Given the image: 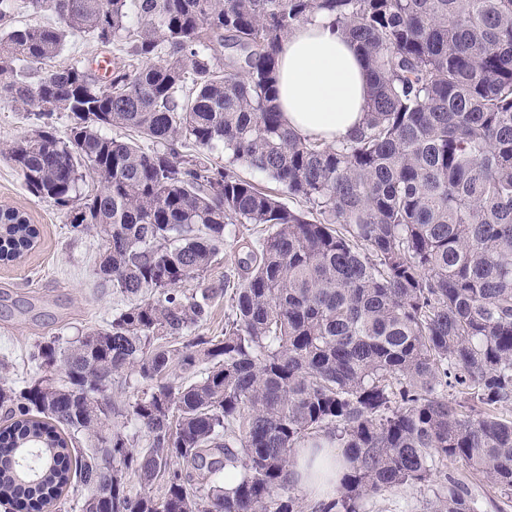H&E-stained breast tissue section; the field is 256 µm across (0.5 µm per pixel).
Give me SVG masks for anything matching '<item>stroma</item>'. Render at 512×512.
Listing matches in <instances>:
<instances>
[{
	"mask_svg": "<svg viewBox=\"0 0 512 512\" xmlns=\"http://www.w3.org/2000/svg\"><path fill=\"white\" fill-rule=\"evenodd\" d=\"M13 207L27 214L39 230L32 250L17 262L0 265V380H25L36 369L28 360L33 344L45 336H74L105 324L126 305L125 299L92 276L102 243L95 233L74 231L52 204L34 199L21 172L0 157V208ZM226 238L206 274L207 282L224 289L215 299L203 336L224 333L227 292L241 282L238 258L243 243L256 241L262 229L239 224ZM448 470L462 480L483 512H497L499 488L464 462L449 463ZM434 487L405 485L366 498L365 512H425Z\"/></svg>",
	"mask_w": 512,
	"mask_h": 512,
	"instance_id": "obj_1",
	"label": "stroma"
}]
</instances>
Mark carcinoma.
Here are the masks:
<instances>
[{"label":"carcinoma","mask_w":512,"mask_h":512,"mask_svg":"<svg viewBox=\"0 0 512 512\" xmlns=\"http://www.w3.org/2000/svg\"><path fill=\"white\" fill-rule=\"evenodd\" d=\"M26 12L63 25H17ZM318 16L369 75L364 124L334 143L277 105L281 44ZM121 33L129 60L106 76L52 64L72 35ZM224 48L239 54L221 67ZM0 101L34 119L0 155L100 235L93 274L128 300L0 386V504L46 512L110 466V496L78 512H303L288 470L323 439L347 472L314 512L437 477L429 512H478L457 460L512 503V0H0ZM219 147L223 166L204 157ZM234 224L266 234L239 259L224 336H200ZM38 234L0 209L4 260ZM128 375L147 389L119 408ZM238 171L243 177L255 182L259 186L271 190L275 193H278L280 200L287 206L296 209L305 208L303 204L300 203L298 200H294L291 197H289L287 193H283L279 185L266 174L249 169L244 166H238Z\"/></svg>","instance_id":"carcinoma-1"}]
</instances>
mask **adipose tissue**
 I'll return each mask as SVG.
<instances>
[{
    "instance_id": "1",
    "label": "adipose tissue",
    "mask_w": 512,
    "mask_h": 512,
    "mask_svg": "<svg viewBox=\"0 0 512 512\" xmlns=\"http://www.w3.org/2000/svg\"><path fill=\"white\" fill-rule=\"evenodd\" d=\"M368 71L356 45L326 21L302 26L282 44L278 104L286 125L302 136L333 142L352 134L366 116ZM345 468L334 448L300 449L291 483L321 501L335 496Z\"/></svg>"
}]
</instances>
